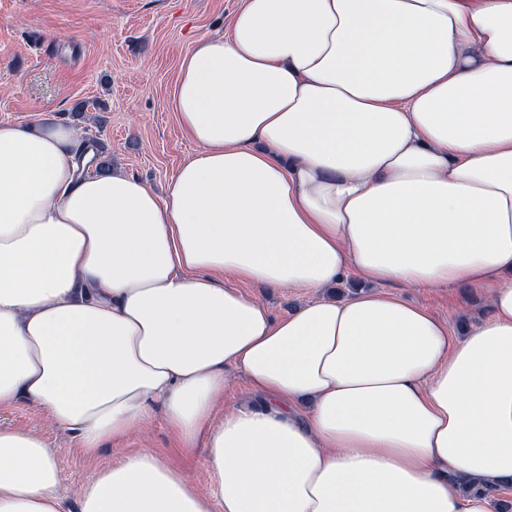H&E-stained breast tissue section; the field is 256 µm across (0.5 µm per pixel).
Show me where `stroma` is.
Instances as JSON below:
<instances>
[{"mask_svg":"<svg viewBox=\"0 0 512 512\" xmlns=\"http://www.w3.org/2000/svg\"><path fill=\"white\" fill-rule=\"evenodd\" d=\"M238 0H0V124L34 122L51 113L93 141L110 166L164 192L177 168L197 151L170 108L182 56L203 37L223 33ZM390 291L423 305L464 337L489 315L483 291L456 287ZM0 426L46 438L62 474L69 512L77 491L129 450L166 455L200 487L212 477L207 450L175 447L161 408L143 433L105 445L85 459L72 436L31 403L0 410Z\"/></svg>","mask_w":512,"mask_h":512,"instance_id":"stroma-1","label":"stroma"}]
</instances>
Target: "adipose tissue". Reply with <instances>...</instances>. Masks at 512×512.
<instances>
[{
  "instance_id": "1",
  "label": "adipose tissue",
  "mask_w": 512,
  "mask_h": 512,
  "mask_svg": "<svg viewBox=\"0 0 512 512\" xmlns=\"http://www.w3.org/2000/svg\"><path fill=\"white\" fill-rule=\"evenodd\" d=\"M170 107L198 151L162 195L78 175L54 116L0 124V408L34 402L92 459L157 404L207 448L211 490L136 450L79 512H498L512 0H238ZM351 274L368 290L323 297ZM388 282L482 288L490 315L457 339ZM256 286L317 296L276 317ZM61 482L45 439L0 428V512H68Z\"/></svg>"
}]
</instances>
